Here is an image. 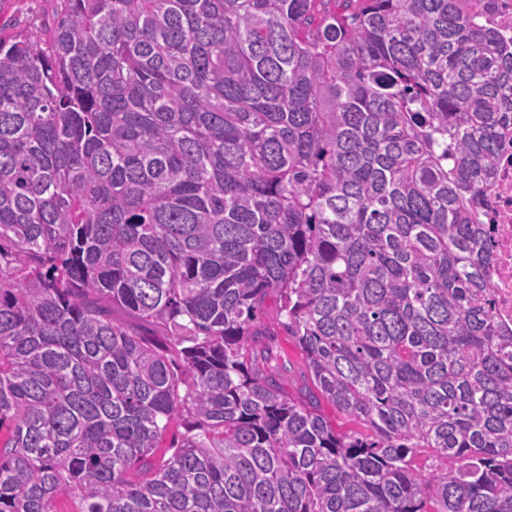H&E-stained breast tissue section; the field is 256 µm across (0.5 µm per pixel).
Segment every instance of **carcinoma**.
I'll return each instance as SVG.
<instances>
[{
    "label": "carcinoma",
    "instance_id": "carcinoma-1",
    "mask_svg": "<svg viewBox=\"0 0 512 512\" xmlns=\"http://www.w3.org/2000/svg\"><path fill=\"white\" fill-rule=\"evenodd\" d=\"M488 3L56 0L0 36V512H512ZM270 296L363 431L255 364Z\"/></svg>",
    "mask_w": 512,
    "mask_h": 512
}]
</instances>
